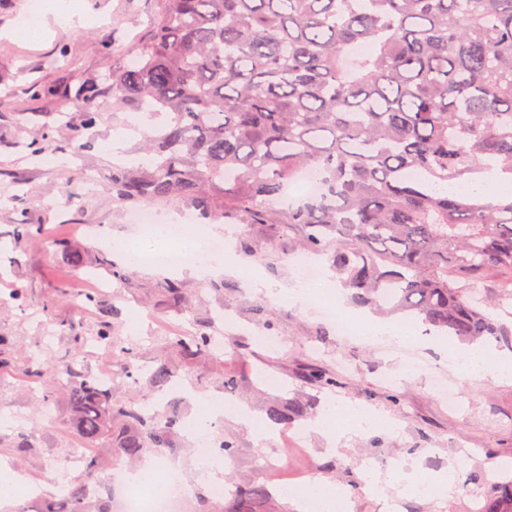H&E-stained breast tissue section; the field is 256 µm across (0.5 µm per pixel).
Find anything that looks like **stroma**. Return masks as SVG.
<instances>
[{"mask_svg": "<svg viewBox=\"0 0 512 512\" xmlns=\"http://www.w3.org/2000/svg\"><path fill=\"white\" fill-rule=\"evenodd\" d=\"M29 2L0 0V91H15L10 105L0 109V359L9 365L0 370V458L48 493L68 480L65 456L77 445L67 427L69 395L81 373L98 376L114 363L111 348L92 340L105 308L140 367L132 377L113 379L111 395L139 402L159 421L175 416L182 423L196 414L197 397L215 394L262 418L272 408L315 400L323 410L333 404L367 407L390 423L389 429L354 437L333 452L315 433L301 448H285L275 438L260 448L246 425L223 420L209 432L235 447L221 475L227 484L272 489L286 476L323 477L347 489L353 512H466L472 491L490 495L502 479V464H512V384L490 376L472 380L450 370L448 359L459 342L426 334L422 322H413L410 333L426 369L409 375L379 343L337 332L319 312V293L274 301L250 288L239 269L256 272L276 291L294 287L298 229L236 225L232 253L207 277L143 266L127 267L124 278L113 276L132 227L112 195V163L101 145L131 122L144 132L160 119L153 116L144 124L140 112L108 109L94 128L85 129L72 101L84 83L106 90L112 69L129 63L134 50L148 43L150 20L161 2L94 0L108 18L104 26L72 30L52 23L40 37H11L25 21ZM37 125L54 130L55 142L35 158L26 143ZM75 128L82 147L74 154L69 137ZM22 222L39 231L18 246L14 239ZM171 276L181 283L175 298L165 290ZM62 286L67 295H59ZM19 288L26 303L12 298ZM90 292L96 296L92 304L85 300ZM200 329L223 337L228 355L188 358L167 343L169 336ZM268 334L280 339L278 349L255 344V337ZM31 360L50 369L46 384L22 374ZM161 365L173 373L165 384L150 378ZM318 369L335 375V385L313 381ZM441 370L460 394L458 411H448L430 388L432 374ZM387 373L394 374V385L382 383ZM47 390L53 394L48 404L42 401ZM23 437L28 447H19ZM195 448L180 424L160 456L146 453L133 461L106 448L98 453L97 470L133 473L174 462L195 493L182 512H205L209 499ZM261 450L273 463L270 472L259 465ZM450 471L455 474L450 497L402 493L399 475L431 479ZM370 473L387 481L380 496L360 489Z\"/></svg>", "mask_w": 512, "mask_h": 512, "instance_id": "35a3bbf8", "label": "stroma"}]
</instances>
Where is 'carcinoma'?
I'll use <instances>...</instances> for the list:
<instances>
[{"label":"carcinoma","mask_w":512,"mask_h":512,"mask_svg":"<svg viewBox=\"0 0 512 512\" xmlns=\"http://www.w3.org/2000/svg\"><path fill=\"white\" fill-rule=\"evenodd\" d=\"M151 28L107 86L112 107L165 117L140 164L112 168L121 205L177 201L229 224L298 226L309 252L332 251L358 303L462 343L500 334L473 289L492 273L512 284V195L448 188L494 168L512 177V0H161ZM73 105L96 125V86ZM306 168L321 193L283 204ZM168 343L194 356L213 335ZM71 408L89 453L46 512H89L92 449L112 444V422L131 459L169 447L177 424L112 402L92 376ZM306 414L297 404L271 417ZM266 496L240 486L219 510L253 512ZM483 512H512V478Z\"/></svg>","instance_id":"carcinoma-1"}]
</instances>
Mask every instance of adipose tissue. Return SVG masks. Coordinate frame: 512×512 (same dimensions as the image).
I'll return each instance as SVG.
<instances>
[{"label":"adipose tissue","instance_id":"adipose-tissue-1","mask_svg":"<svg viewBox=\"0 0 512 512\" xmlns=\"http://www.w3.org/2000/svg\"><path fill=\"white\" fill-rule=\"evenodd\" d=\"M456 365L470 378L480 380L494 377L497 381L512 384V357H507L481 344L457 349L453 354ZM203 414L188 419L185 432L190 438H198L206 430V422L224 415L245 424L256 442L270 439L268 427L258 415L247 407L225 404L222 398L210 397L202 403ZM387 419L380 413L365 407H329L314 419L308 427L325 439L329 448L345 439L373 432L386 427ZM283 499L290 502L297 512H351V503L341 485L325 478H317L306 485L284 491Z\"/></svg>","mask_w":512,"mask_h":512}]
</instances>
